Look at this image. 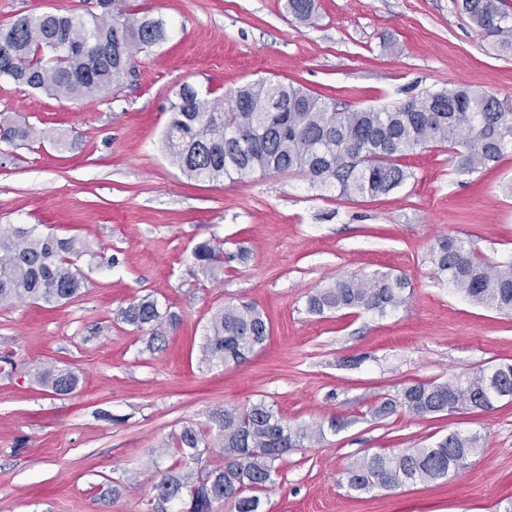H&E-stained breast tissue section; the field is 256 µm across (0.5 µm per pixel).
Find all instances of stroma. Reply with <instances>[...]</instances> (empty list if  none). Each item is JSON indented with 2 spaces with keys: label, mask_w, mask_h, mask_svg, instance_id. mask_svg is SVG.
<instances>
[{
  "label": "stroma",
  "mask_w": 512,
  "mask_h": 512,
  "mask_svg": "<svg viewBox=\"0 0 512 512\" xmlns=\"http://www.w3.org/2000/svg\"><path fill=\"white\" fill-rule=\"evenodd\" d=\"M284 0H128L163 19L167 40L136 53L130 75L84 101L0 80V121L35 128L0 143V226L29 224L88 243L81 295L63 305L0 308V512H146L149 475L174 459L170 434L216 407L266 400L292 425H325L276 463L263 512H495L512 500V402L490 411L417 417L403 388L512 363V315L473 304L436 274L438 238L494 262L512 256V151L459 171L446 148L405 156L393 193L346 199L300 174L202 181L172 164L163 138L182 84L216 93L259 79L302 84L352 109L471 86L512 101V55L460 0H315L304 25ZM100 0H0V28L26 14L90 17ZM67 147L57 145V138ZM224 245V272L203 276L191 251ZM405 277L407 302L386 315L308 313L306 299L341 276ZM180 323L153 342L117 321L143 296ZM258 306L270 334L245 363L207 367L209 316ZM72 370L58 396L28 366ZM391 414L376 415L383 402ZM476 433L481 451L459 475L358 494L348 466L367 453ZM122 484L101 503L96 487Z\"/></svg>",
  "instance_id": "35a3bbf8"
}]
</instances>
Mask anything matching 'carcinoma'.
Masks as SVG:
<instances>
[{
    "instance_id": "1",
    "label": "carcinoma",
    "mask_w": 512,
    "mask_h": 512,
    "mask_svg": "<svg viewBox=\"0 0 512 512\" xmlns=\"http://www.w3.org/2000/svg\"><path fill=\"white\" fill-rule=\"evenodd\" d=\"M112 13L86 20L73 15H23L0 28V79L52 96L84 100L112 89L133 67V54L167 38L161 19L132 18L125 0H106ZM295 19H313L315 0H286ZM462 10L496 37L498 50L512 52V13L503 0H462ZM277 98L285 112H261ZM165 145L171 162L201 180L259 173H299L311 186L338 196L380 197L402 187L411 174L403 156L429 145L446 147L460 171L497 163L512 148V104L468 87L410 96L390 106L349 110L314 96L300 84L257 80L217 95L185 83L171 104ZM13 144L31 137L27 125L3 129ZM86 246L72 238L44 235L34 226L0 227V307L34 300L61 305L81 294L84 278L72 258ZM203 274L224 271V253L209 242L191 252ZM437 274L470 300L512 314V258L490 266L457 238L444 237L431 249ZM406 279L390 272L336 279L307 296L313 315L342 310L385 314L402 306ZM122 322L162 337L163 324L179 318L144 298L118 312ZM267 317L250 304L229 303L211 315L204 361L210 366L246 361L267 340ZM27 374L57 395L78 386L77 375L50 364ZM512 394V364L479 367L455 380L418 382L403 388L400 404L427 417L460 409L490 411ZM320 424L292 426L263 400L239 410L215 408L206 420L172 433L176 462L157 468L159 479L146 512H262L254 491L272 482L275 462L305 440L320 439ZM480 436L452 432L428 448L374 452L347 469V485L358 493L437 482L460 474L479 451ZM217 456L222 463L215 465Z\"/></svg>"
}]
</instances>
